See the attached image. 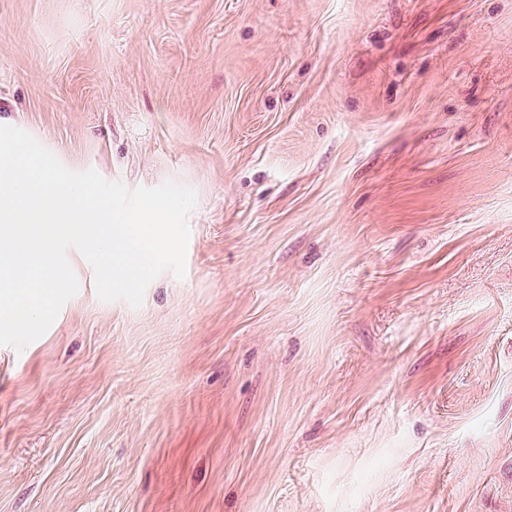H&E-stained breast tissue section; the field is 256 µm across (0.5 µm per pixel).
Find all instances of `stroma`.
<instances>
[{"instance_id":"stroma-1","label":"stroma","mask_w":512,"mask_h":512,"mask_svg":"<svg viewBox=\"0 0 512 512\" xmlns=\"http://www.w3.org/2000/svg\"><path fill=\"white\" fill-rule=\"evenodd\" d=\"M0 121L197 195L0 346V512H512V0H0Z\"/></svg>"}]
</instances>
